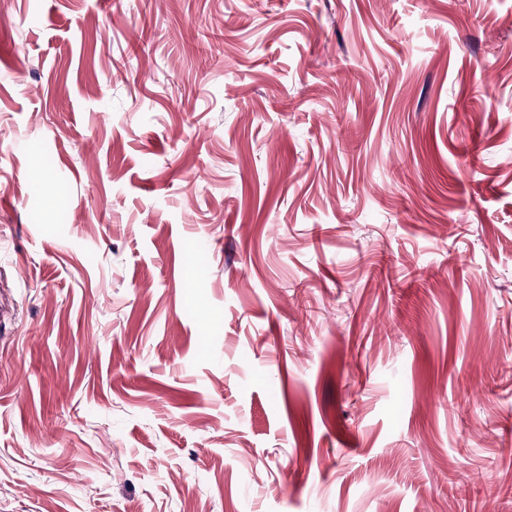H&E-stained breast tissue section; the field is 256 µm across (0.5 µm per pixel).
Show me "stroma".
<instances>
[{"label": "stroma", "mask_w": 512, "mask_h": 512, "mask_svg": "<svg viewBox=\"0 0 512 512\" xmlns=\"http://www.w3.org/2000/svg\"><path fill=\"white\" fill-rule=\"evenodd\" d=\"M0 308V512H512V0H0Z\"/></svg>", "instance_id": "1"}]
</instances>
